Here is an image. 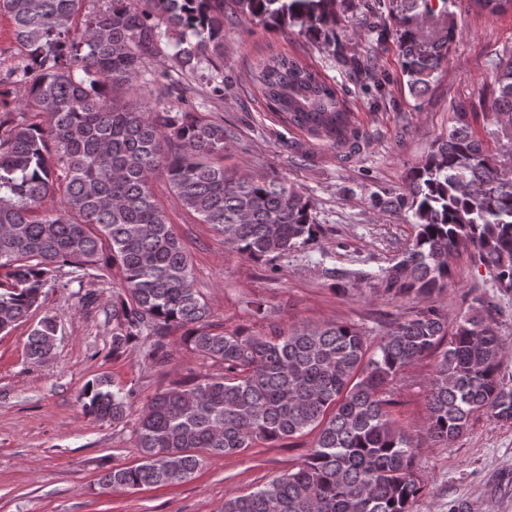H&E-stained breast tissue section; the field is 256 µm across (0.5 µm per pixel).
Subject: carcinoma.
I'll use <instances>...</instances> for the list:
<instances>
[{
    "instance_id": "cac0c4a2",
    "label": "carcinoma",
    "mask_w": 512,
    "mask_h": 512,
    "mask_svg": "<svg viewBox=\"0 0 512 512\" xmlns=\"http://www.w3.org/2000/svg\"><path fill=\"white\" fill-rule=\"evenodd\" d=\"M272 28L300 26L344 67L376 82L336 36L338 10L365 12L374 40L396 38L402 77L423 95L448 58L454 19L424 30L432 0H388L378 18L369 0H111L75 23L83 0H0L25 50L0 79V334L39 307L54 273L101 278L116 267L112 356L140 348L162 366L167 337L181 332L186 349L219 363L223 373L181 378L157 392L135 420L139 462L107 469L103 489L172 486L199 471L206 456L242 453L258 442L276 446L315 432L295 469L247 495L224 500L222 512H414L424 484L416 451L449 445L473 417L512 419V384L501 373L505 343L488 296L448 318L436 305L452 283L454 260L468 253L500 292L512 291V159L492 153L454 107L452 125L412 168L405 193L372 196L382 211L408 210L415 236L378 278L372 292L407 299L375 341L338 321L301 325L274 336L225 333L194 288L189 256L159 205L151 180L165 176L180 205L209 224L249 260L280 257L316 241L311 199L278 178L228 171L221 160L232 138L224 120L179 96L177 112L137 94L166 87L169 72H148L164 41L177 34L180 68L210 55L224 58V9ZM477 13L512 11V0H471ZM490 125L512 141V59H497ZM210 94L224 96V71L212 64ZM266 107L312 138L359 149L349 110L336 87L286 55L263 58L249 75ZM24 87L26 110L12 106L10 85ZM60 207L39 211L51 194ZM58 326L45 317L31 330L27 357L53 354ZM436 357L422 425L398 424L404 371ZM132 392L107 378L85 384L86 415L114 425L129 417Z\"/></svg>"
}]
</instances>
